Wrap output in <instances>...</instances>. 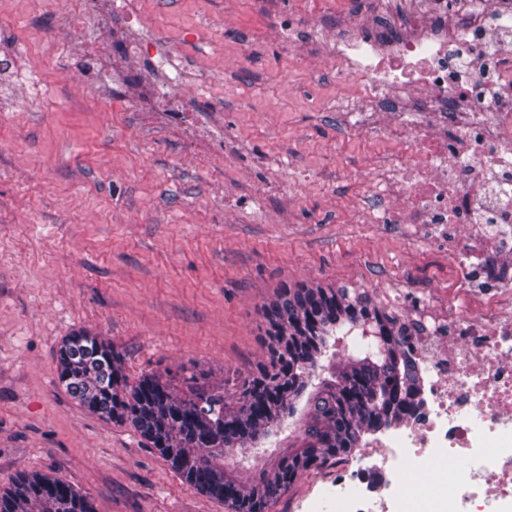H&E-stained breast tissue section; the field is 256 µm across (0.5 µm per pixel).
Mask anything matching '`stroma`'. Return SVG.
Returning <instances> with one entry per match:
<instances>
[{
	"label": "stroma",
	"mask_w": 512,
	"mask_h": 512,
	"mask_svg": "<svg viewBox=\"0 0 512 512\" xmlns=\"http://www.w3.org/2000/svg\"><path fill=\"white\" fill-rule=\"evenodd\" d=\"M67 9L0 0V484L38 472L96 512H229L69 396L65 336L102 337L132 381L185 366L230 390L265 359L260 308L284 284L467 311L455 245L369 222L404 144L335 110L359 89L317 51L331 0H115L108 28ZM360 458L304 472L270 512H336Z\"/></svg>",
	"instance_id": "obj_1"
}]
</instances>
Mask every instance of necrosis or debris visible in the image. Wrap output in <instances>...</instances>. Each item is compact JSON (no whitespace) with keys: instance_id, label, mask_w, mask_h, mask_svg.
Listing matches in <instances>:
<instances>
[{"instance_id":"necrosis-or-debris-1","label":"necrosis or debris","mask_w":512,"mask_h":512,"mask_svg":"<svg viewBox=\"0 0 512 512\" xmlns=\"http://www.w3.org/2000/svg\"><path fill=\"white\" fill-rule=\"evenodd\" d=\"M326 56L360 87L337 111L369 107L367 129L401 126L417 115L410 152L395 160L380 194L393 199L379 224L483 228L462 242L454 267L462 292L481 285L483 306L439 318L411 297L392 309L426 387L417 417L384 430L378 459L356 478H336V512H512V306L497 299L512 283L487 278L483 258H512V0H348ZM453 483L433 481L451 459Z\"/></svg>"}]
</instances>
